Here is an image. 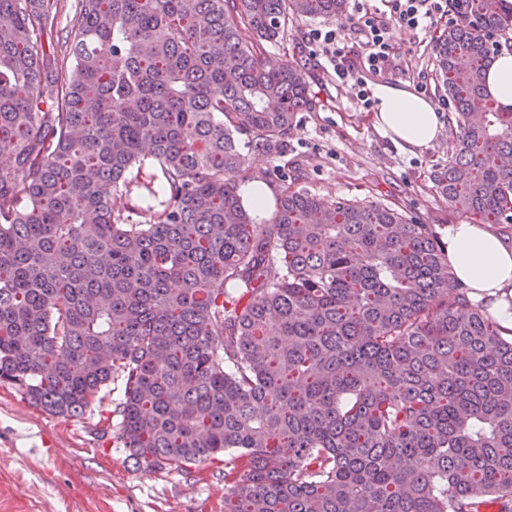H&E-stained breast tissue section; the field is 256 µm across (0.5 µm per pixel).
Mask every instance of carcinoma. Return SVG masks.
Returning <instances> with one entry per match:
<instances>
[{
  "label": "carcinoma",
  "mask_w": 512,
  "mask_h": 512,
  "mask_svg": "<svg viewBox=\"0 0 512 512\" xmlns=\"http://www.w3.org/2000/svg\"><path fill=\"white\" fill-rule=\"evenodd\" d=\"M0 0V383L65 417L122 381L138 463L224 456V512H512V335L429 224L286 187L257 224L235 177L312 111L267 61L346 0ZM437 193L512 224V110L485 89L512 0H448ZM126 205L116 207V196ZM77 5L76 0H63L60 2L59 15H58V24L55 27L54 33V43L57 44V38L59 40L58 46V55L63 56L60 53V47L63 41H65V36L67 34V30L70 28V19L72 18L75 8ZM56 31H58V37L56 36Z\"/></svg>",
  "instance_id": "1"
}]
</instances>
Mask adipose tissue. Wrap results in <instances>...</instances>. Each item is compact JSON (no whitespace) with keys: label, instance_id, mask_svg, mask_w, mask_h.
I'll use <instances>...</instances> for the list:
<instances>
[{"label":"adipose tissue","instance_id":"adipose-tissue-1","mask_svg":"<svg viewBox=\"0 0 512 512\" xmlns=\"http://www.w3.org/2000/svg\"><path fill=\"white\" fill-rule=\"evenodd\" d=\"M383 134L402 148L419 149L433 142L441 120L426 98L398 86L374 91ZM443 241L448 262L468 297L483 303L504 328L512 329V244L480 224H451Z\"/></svg>","mask_w":512,"mask_h":512}]
</instances>
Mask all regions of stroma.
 Here are the masks:
<instances>
[{
  "instance_id": "stroma-1",
  "label": "stroma",
  "mask_w": 512,
  "mask_h": 512,
  "mask_svg": "<svg viewBox=\"0 0 512 512\" xmlns=\"http://www.w3.org/2000/svg\"><path fill=\"white\" fill-rule=\"evenodd\" d=\"M357 17V0H347L342 17L290 21L283 36L267 46L271 65L302 59L320 105L297 114L283 156H250L238 186L259 179L275 197L288 184L325 200L387 204L437 231L464 222L430 179L447 161L454 132L442 127L427 148L404 151L379 132L375 111L358 106L338 85L328 59L305 51L313 30L332 28L353 56L364 55L352 34ZM437 33L434 27L414 34L391 25L390 40L410 74L369 79V88L385 83L412 91L419 76L434 83ZM121 396L120 382H113L101 403L64 418L0 384V512H224L223 462L150 468L117 447L113 408Z\"/></svg>"
}]
</instances>
